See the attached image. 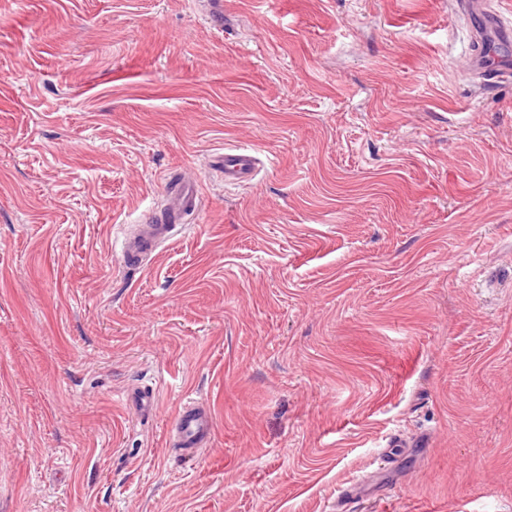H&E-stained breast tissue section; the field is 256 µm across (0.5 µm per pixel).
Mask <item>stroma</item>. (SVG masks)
<instances>
[{"label": "stroma", "mask_w": 512, "mask_h": 512, "mask_svg": "<svg viewBox=\"0 0 512 512\" xmlns=\"http://www.w3.org/2000/svg\"><path fill=\"white\" fill-rule=\"evenodd\" d=\"M474 49L456 0H0V512H333L364 476L356 512H512V80ZM236 146L247 187L206 170ZM185 167L195 223L123 270ZM210 171L224 176V185L243 186L252 183L260 170L261 159L248 148H227L224 153L213 156L208 161ZM213 432L210 407L203 402L186 403L170 427L169 446L179 455L193 459L208 447Z\"/></svg>", "instance_id": "obj_1"}]
</instances>
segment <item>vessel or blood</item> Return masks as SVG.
Masks as SVG:
<instances>
[{
	"label": "vessel or blood",
	"instance_id": "obj_1",
	"mask_svg": "<svg viewBox=\"0 0 512 512\" xmlns=\"http://www.w3.org/2000/svg\"><path fill=\"white\" fill-rule=\"evenodd\" d=\"M459 11L477 19L472 36L478 45L465 65L480 79L488 76H512V62L490 63L483 49L487 33H494L500 42H512V25L505 23L499 12L486 9L485 0H458ZM211 171L221 173L225 184L243 186L252 183L260 170L258 154L248 148H228L209 161ZM203 204L198 176L180 171L170 178L159 210L148 215L135 228H123L121 257L126 270L145 269L182 228L186 216L198 212ZM213 432V416L203 402L186 403L178 411L170 427V446L179 455L195 458L208 447Z\"/></svg>",
	"mask_w": 512,
	"mask_h": 512
}]
</instances>
